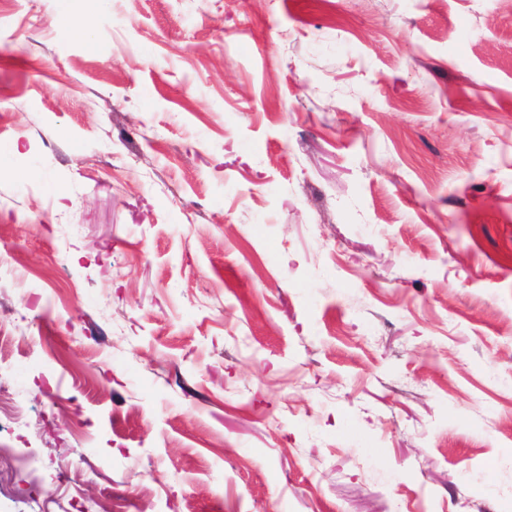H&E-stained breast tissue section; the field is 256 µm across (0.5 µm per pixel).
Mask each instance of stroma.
Returning <instances> with one entry per match:
<instances>
[{
  "label": "stroma",
  "instance_id": "1",
  "mask_svg": "<svg viewBox=\"0 0 512 512\" xmlns=\"http://www.w3.org/2000/svg\"><path fill=\"white\" fill-rule=\"evenodd\" d=\"M0 0V512H512L501 0Z\"/></svg>",
  "mask_w": 512,
  "mask_h": 512
}]
</instances>
